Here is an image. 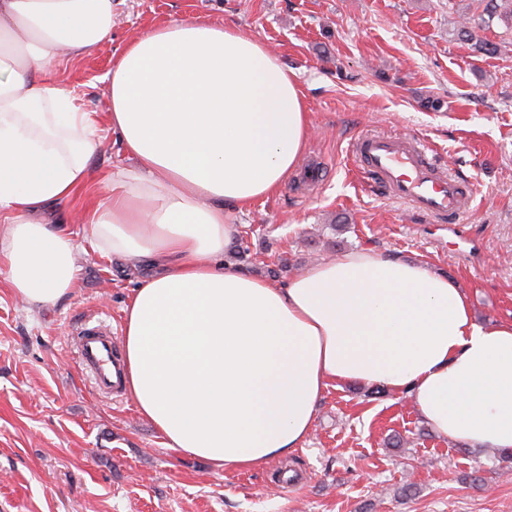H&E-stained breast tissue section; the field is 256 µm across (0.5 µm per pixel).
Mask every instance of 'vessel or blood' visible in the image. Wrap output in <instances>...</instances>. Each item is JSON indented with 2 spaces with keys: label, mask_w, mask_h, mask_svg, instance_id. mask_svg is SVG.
I'll list each match as a JSON object with an SVG mask.
<instances>
[{
  "label": "vessel or blood",
  "mask_w": 512,
  "mask_h": 512,
  "mask_svg": "<svg viewBox=\"0 0 512 512\" xmlns=\"http://www.w3.org/2000/svg\"><path fill=\"white\" fill-rule=\"evenodd\" d=\"M353 155L361 180L370 188L427 218L460 217L475 193L473 183L460 174L447 173L426 140L418 136L365 134L354 143ZM77 354L99 391L119 390L112 376L116 361L109 327L83 329Z\"/></svg>",
  "instance_id": "1"
}]
</instances>
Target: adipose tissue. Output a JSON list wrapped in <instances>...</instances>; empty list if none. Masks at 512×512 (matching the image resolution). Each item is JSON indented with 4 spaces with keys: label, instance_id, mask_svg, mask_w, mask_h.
I'll list each match as a JSON object with an SVG mask.
<instances>
[{
    "label": "adipose tissue",
    "instance_id": "adipose-tissue-1",
    "mask_svg": "<svg viewBox=\"0 0 512 512\" xmlns=\"http://www.w3.org/2000/svg\"><path fill=\"white\" fill-rule=\"evenodd\" d=\"M113 0H0V274L23 304L72 292L54 219L90 176L95 113L55 68L112 36ZM130 160L83 215L100 256L146 269L124 308L122 387L167 448L219 469L287 457L324 392L407 394L438 436L512 454V321L477 323L447 275L361 248L285 282L225 263L232 208L275 195L310 133L298 74L201 18L140 32L105 77Z\"/></svg>",
    "mask_w": 512,
    "mask_h": 512
}]
</instances>
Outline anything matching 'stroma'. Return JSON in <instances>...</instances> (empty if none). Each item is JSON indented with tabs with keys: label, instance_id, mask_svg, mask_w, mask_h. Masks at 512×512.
Segmentation results:
<instances>
[{
	"label": "stroma",
	"instance_id": "35a3bbf8",
	"mask_svg": "<svg viewBox=\"0 0 512 512\" xmlns=\"http://www.w3.org/2000/svg\"><path fill=\"white\" fill-rule=\"evenodd\" d=\"M110 40L58 72L107 121L104 80L129 38L173 19L238 27L296 71L311 130L279 194L236 212L224 259L288 280L313 263L368 247L455 280L475 320L512 319V27L480 20V0H114ZM500 43L485 55L459 23ZM438 108H430V101ZM374 131L423 136L477 188L460 219L436 222L363 184L352 144ZM112 135L64 213L102 201L128 165ZM63 303L26 310L0 277V512H512V461L438 437L411 401L375 384L328 388L315 428L288 458L212 468L163 444L131 398L99 393L78 365L86 323L122 339V310L143 268L75 257Z\"/></svg>",
	"mask_w": 512,
	"mask_h": 512
}]
</instances>
